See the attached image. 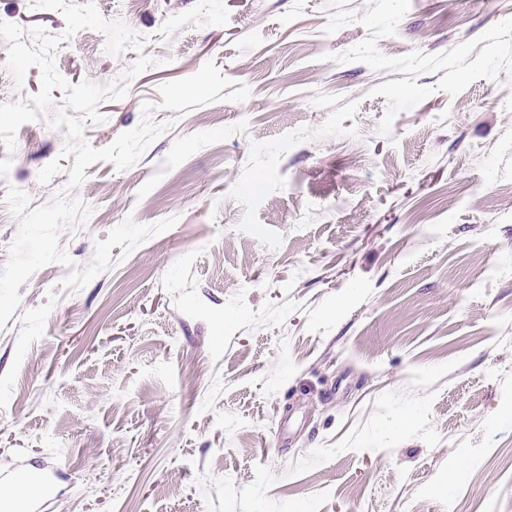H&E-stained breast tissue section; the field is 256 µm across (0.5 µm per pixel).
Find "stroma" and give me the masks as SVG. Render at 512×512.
Here are the masks:
<instances>
[{
    "label": "stroma",
    "instance_id": "35a3bbf8",
    "mask_svg": "<svg viewBox=\"0 0 512 512\" xmlns=\"http://www.w3.org/2000/svg\"><path fill=\"white\" fill-rule=\"evenodd\" d=\"M95 2L141 51L0 0L70 83L156 59L93 147L206 62L251 94L86 168L78 265L126 217L176 223L77 293L58 263L20 286L0 471L59 461L45 512H512V0ZM65 142L42 117L0 144V267L9 187L50 203Z\"/></svg>",
    "mask_w": 512,
    "mask_h": 512
}]
</instances>
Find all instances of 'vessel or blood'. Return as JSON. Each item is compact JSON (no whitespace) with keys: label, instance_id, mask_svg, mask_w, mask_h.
Here are the masks:
<instances>
[{"label":"vessel or blood","instance_id":"1","mask_svg":"<svg viewBox=\"0 0 512 512\" xmlns=\"http://www.w3.org/2000/svg\"><path fill=\"white\" fill-rule=\"evenodd\" d=\"M59 471V465L48 463L33 470L18 467L0 473V480L14 492L13 502L1 506L0 512H41L54 490Z\"/></svg>","mask_w":512,"mask_h":512}]
</instances>
